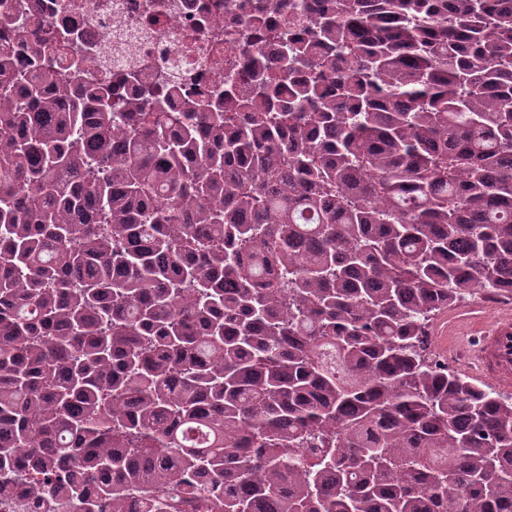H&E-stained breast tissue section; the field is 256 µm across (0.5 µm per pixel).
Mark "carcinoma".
Here are the masks:
<instances>
[{
  "label": "carcinoma",
  "mask_w": 512,
  "mask_h": 512,
  "mask_svg": "<svg viewBox=\"0 0 512 512\" xmlns=\"http://www.w3.org/2000/svg\"><path fill=\"white\" fill-rule=\"evenodd\" d=\"M325 2L256 0L278 56L180 112L0 49V471L38 512H512V399L422 340L512 291V0Z\"/></svg>",
  "instance_id": "1"
}]
</instances>
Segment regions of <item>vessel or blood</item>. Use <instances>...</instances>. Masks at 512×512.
<instances>
[{
  "label": "vessel or blood",
  "instance_id": "obj_1",
  "mask_svg": "<svg viewBox=\"0 0 512 512\" xmlns=\"http://www.w3.org/2000/svg\"><path fill=\"white\" fill-rule=\"evenodd\" d=\"M466 368L503 391L512 390V309L500 311L484 328Z\"/></svg>",
  "mask_w": 512,
  "mask_h": 512
}]
</instances>
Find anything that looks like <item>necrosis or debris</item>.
<instances>
[{
    "label": "necrosis or debris",
    "instance_id": "necrosis-or-debris-1",
    "mask_svg": "<svg viewBox=\"0 0 512 512\" xmlns=\"http://www.w3.org/2000/svg\"><path fill=\"white\" fill-rule=\"evenodd\" d=\"M254 0H5L18 23L69 39L84 78L107 77L117 103L177 88L210 96L233 81L252 84L250 57L274 58L277 45L260 39L239 50L233 34ZM233 58L218 66L216 53Z\"/></svg>",
    "mask_w": 512,
    "mask_h": 512
}]
</instances>
